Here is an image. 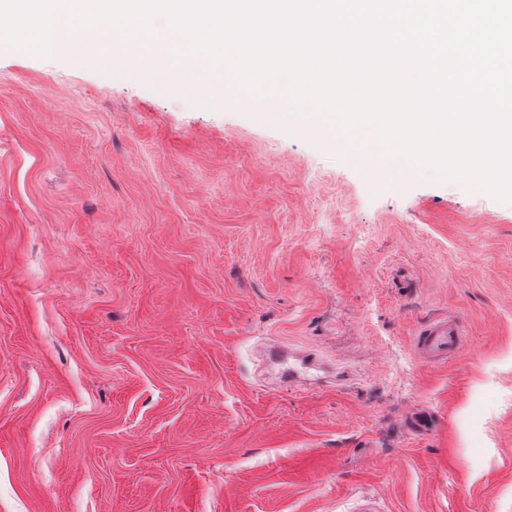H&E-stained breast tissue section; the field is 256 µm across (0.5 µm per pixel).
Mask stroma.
<instances>
[{"label": "stroma", "instance_id": "obj_1", "mask_svg": "<svg viewBox=\"0 0 512 512\" xmlns=\"http://www.w3.org/2000/svg\"><path fill=\"white\" fill-rule=\"evenodd\" d=\"M436 315L467 353L431 367ZM0 512H512V202L0 50ZM463 336L459 319L436 316L416 329L413 337L414 348L426 365L446 364L464 355Z\"/></svg>", "mask_w": 512, "mask_h": 512}]
</instances>
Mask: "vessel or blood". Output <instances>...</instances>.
<instances>
[{
    "label": "vessel or blood",
    "instance_id": "obj_1",
    "mask_svg": "<svg viewBox=\"0 0 512 512\" xmlns=\"http://www.w3.org/2000/svg\"><path fill=\"white\" fill-rule=\"evenodd\" d=\"M414 348L423 363L441 365L459 359L465 352V341L459 319L436 316L418 327L413 337Z\"/></svg>",
    "mask_w": 512,
    "mask_h": 512
}]
</instances>
